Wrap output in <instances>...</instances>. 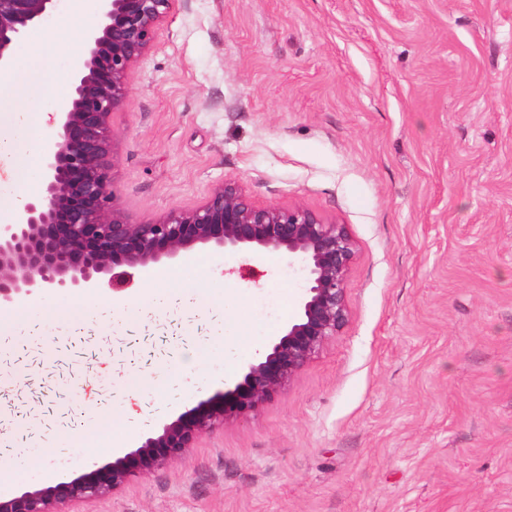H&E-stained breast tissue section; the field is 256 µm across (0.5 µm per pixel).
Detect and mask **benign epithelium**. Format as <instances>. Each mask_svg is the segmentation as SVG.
Returning a JSON list of instances; mask_svg holds the SVG:
<instances>
[{
	"mask_svg": "<svg viewBox=\"0 0 512 512\" xmlns=\"http://www.w3.org/2000/svg\"><path fill=\"white\" fill-rule=\"evenodd\" d=\"M58 0H0V70L25 31ZM174 0H101L72 69L69 97L54 112L40 195L0 225V306L42 290L88 291L194 248L270 253L303 279L298 312L257 350L240 376L191 410L163 421L140 445L53 485L0 494V512H68L111 497L131 481L186 458L204 432L254 412L289 382L347 321L345 283L355 257L346 225L300 206H257L235 183L213 188L193 209L133 220L114 187L113 114L126 105L128 76L154 43Z\"/></svg>",
	"mask_w": 512,
	"mask_h": 512,
	"instance_id": "1",
	"label": "benign epithelium"
}]
</instances>
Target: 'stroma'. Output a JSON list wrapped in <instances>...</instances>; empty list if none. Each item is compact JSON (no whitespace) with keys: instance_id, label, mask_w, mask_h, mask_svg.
Masks as SVG:
<instances>
[{"instance_id":"stroma-1","label":"stroma","mask_w":512,"mask_h":512,"mask_svg":"<svg viewBox=\"0 0 512 512\" xmlns=\"http://www.w3.org/2000/svg\"><path fill=\"white\" fill-rule=\"evenodd\" d=\"M113 116L114 185L146 222L224 182L346 225L348 320L248 417L75 512H512V0H174ZM147 285L209 310L74 326L26 299L0 340L11 490L132 449L224 388L226 317L260 344L297 312L277 255L213 252ZM274 305L272 322L257 323ZM130 373L155 378L131 396Z\"/></svg>"}]
</instances>
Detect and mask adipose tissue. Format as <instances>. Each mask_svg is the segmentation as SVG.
<instances>
[{"instance_id": "adipose-tissue-1", "label": "adipose tissue", "mask_w": 512, "mask_h": 512, "mask_svg": "<svg viewBox=\"0 0 512 512\" xmlns=\"http://www.w3.org/2000/svg\"><path fill=\"white\" fill-rule=\"evenodd\" d=\"M55 54L19 60L17 73L6 90L0 91V164L24 182L28 191L40 185V167L29 148L34 125H46L49 112L44 98L56 95L49 79Z\"/></svg>"}]
</instances>
